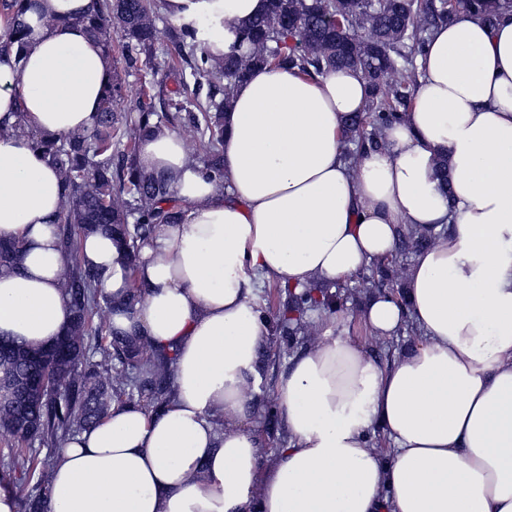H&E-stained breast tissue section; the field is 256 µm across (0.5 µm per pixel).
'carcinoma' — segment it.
<instances>
[{
	"label": "carcinoma",
	"mask_w": 512,
	"mask_h": 512,
	"mask_svg": "<svg viewBox=\"0 0 512 512\" xmlns=\"http://www.w3.org/2000/svg\"><path fill=\"white\" fill-rule=\"evenodd\" d=\"M512 0H268L267 12L250 21L243 30L245 51L213 60L205 52L185 53L190 35L178 28L162 34L153 20L151 0H97L95 11L83 19L90 35L112 55V31L122 38L125 68L134 67L138 56H155L161 38L174 51V59L187 63L197 82H206L208 96L193 108L169 99L139 105L136 116L114 109L126 96L119 73L112 81L92 127L85 131L45 138L29 134L35 146L59 172L66 190V203L58 216L57 234L64 249L76 252L80 238L98 227H106L122 241L130 256L128 305L144 292L136 277V259L146 245L154 225L175 222L176 209L167 199V184L160 175L146 174L136 166L139 135L160 126L159 112L174 119L198 124L199 150L208 176L224 177L218 144L224 133L223 112L227 111L234 87L264 65H288L309 77L330 70L360 72L371 86V97L361 112L350 118L348 140L357 158L366 148H377L384 128L402 119L408 111L416 81L413 61L426 46V35L437 23L456 13L468 12L495 23L502 8ZM128 196L127 208L113 204ZM446 228H417L410 224L399 230L395 256L376 262L357 275L351 291L358 302L379 293L403 294L394 290L401 269L398 262L434 245ZM20 242L0 240V268H17ZM98 275L75 264L67 272L63 287L73 313L66 333L67 351L53 353L45 347L12 344L9 361L0 363V431L17 439V446L0 456V484L9 482L18 491L31 479L35 489L21 500L22 512H45L54 458L41 457L25 444L65 440L88 429L112 413V402L137 400L144 409L157 412L173 395L170 355L153 350L142 339L119 337L109 325L95 323L101 312L112 309V300L101 296L95 283ZM264 295L256 301L272 325L269 341L279 344L285 354L306 346L308 312L334 313L344 305L340 291L313 283L297 293L278 282L265 284ZM96 346L100 361L88 356ZM112 364L117 377L107 379L102 369ZM46 379L45 387L31 382ZM259 418L267 429L281 425L276 399L260 406Z\"/></svg>",
	"instance_id": "obj_1"
}]
</instances>
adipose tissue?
<instances>
[{
	"label": "adipose tissue",
	"mask_w": 512,
	"mask_h": 512,
	"mask_svg": "<svg viewBox=\"0 0 512 512\" xmlns=\"http://www.w3.org/2000/svg\"><path fill=\"white\" fill-rule=\"evenodd\" d=\"M24 3L0 6V238L23 245L19 270L0 271V338L64 336L62 278L78 263L115 299L114 334L175 355L162 411L116 401L67 440L47 512H512V8L435 27L408 112L358 160L345 131L370 88L351 69H255L224 114L220 181L177 133L141 135L136 164L165 177L178 221L156 225L133 265L101 232L61 248L63 184L30 140L90 128L102 104L110 60L78 21L95 0ZM267 6L161 2L216 58ZM19 27L20 52L6 44ZM404 224L448 233L413 256L404 302L377 297L360 318L382 338L414 323L417 338L387 363L345 334L293 355L276 381L288 440L267 456L252 426L271 334L259 288L346 281L390 257ZM133 274L144 293L129 310Z\"/></svg>",
	"instance_id": "obj_1"
}]
</instances>
